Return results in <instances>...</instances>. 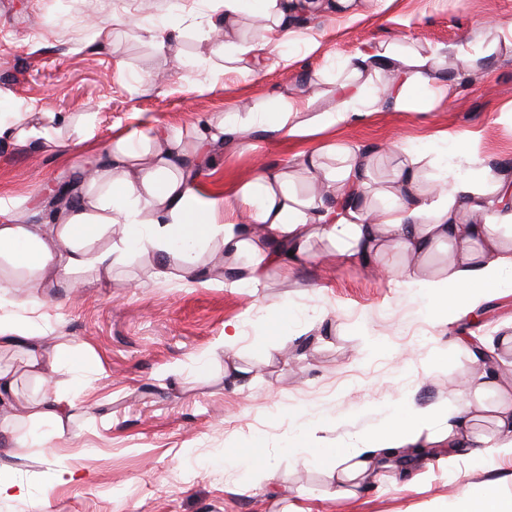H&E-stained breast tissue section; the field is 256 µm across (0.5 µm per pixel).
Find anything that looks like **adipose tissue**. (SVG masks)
I'll return each mask as SVG.
<instances>
[{
    "mask_svg": "<svg viewBox=\"0 0 512 512\" xmlns=\"http://www.w3.org/2000/svg\"><path fill=\"white\" fill-rule=\"evenodd\" d=\"M221 27L234 25L244 13L263 19L255 41L242 44L241 52L263 51L272 38L287 39L288 17L295 0H218ZM393 73L379 96L366 93L360 83L364 71L377 65ZM436 54L423 55L401 43L380 44L359 52L347 62V76L338 84L335 106L314 117L318 129L347 124L372 112L376 101L416 111L430 99L444 95L445 86L431 75L440 66ZM293 102L247 115L225 116L198 133L196 150L207 149L224 137H241L254 125L294 137L305 124ZM56 130L45 113L18 112L0 117V140L53 142ZM182 148L177 139L149 136L133 129L109 152L111 168L93 169L91 191L79 196L45 224L0 223V261L26 276L31 287L58 276L72 287H96V275L110 274L119 258L113 248H97L96 242L114 227H121L126 249L152 254L156 276L171 269L204 276L199 252L208 244L223 246L229 257L248 255V263L236 268L226 286L252 290L266 287L270 268H287L308 256L312 237L319 236L335 248L337 256L356 259L379 270H390L388 253L420 257L434 246H448L450 260L442 276L421 275L405 266L399 274L405 287L429 298L432 314L441 321L458 320L474 311L481 301L501 291L512 279V182L500 180L494 187L499 206L477 223L460 221V211L481 210L480 194L469 169H455L448 189L434 193L422 187L419 157L409 156L393 171L387 188L373 180L372 158L347 149L339 150L333 167L311 162V176H324L336 188V202L317 197L291 196L282 173L260 171L245 186L242 201L248 207L245 220L224 219L226 202L216 193L203 199L178 165ZM361 198L383 195L380 211L349 199L350 187ZM37 302L15 295L11 284L0 282V349L18 346L26 353L25 367L42 384L53 386L51 397L27 403L18 398L13 369L0 366V443L28 447L33 436L26 423L44 428L61 438L78 405L72 396L86 370L75 346L56 343L47 329L33 325ZM435 428L437 442L447 443L457 456L473 457L480 448L512 454V390L480 373L466 381L453 405L398 412L373 430L336 441L308 434L291 438L285 450L294 457H314L324 466L340 470L350 480L362 473L369 456H377L382 469H392L394 449L415 444L423 429Z\"/></svg>",
    "mask_w": 512,
    "mask_h": 512,
    "instance_id": "adipose-tissue-1",
    "label": "adipose tissue"
}]
</instances>
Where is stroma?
Segmentation results:
<instances>
[{"label":"stroma","instance_id":"obj_1","mask_svg":"<svg viewBox=\"0 0 512 512\" xmlns=\"http://www.w3.org/2000/svg\"><path fill=\"white\" fill-rule=\"evenodd\" d=\"M215 8L214 0H0V111L49 112L57 130L44 146L0 144V197L17 222L45 223L52 186L103 163L133 128L178 136L197 187L234 197L238 213L237 193L264 168L280 171L298 197L323 193L306 159L316 153L330 165L340 148L376 155L380 186L405 147L422 156L427 188L464 159L485 174V199L495 180L512 176V47L501 35L512 26V0H355L345 13L320 0L315 12L292 14L291 38L271 44L259 67L248 56H214ZM94 17L110 23L101 48L91 43ZM150 27L170 34L165 50L147 39ZM396 40L441 52L447 95L419 112L382 103L360 122L292 139L258 131L197 163L202 124L284 98L312 118L335 104L350 57ZM461 48L473 62L457 59ZM81 130L89 138L77 155ZM309 249L288 270L271 268L256 293L226 287L209 248L198 258L213 271L208 283L177 270L153 278L154 257L134 251L106 287L49 282L36 296L42 326L103 369L78 393L68 424V463L86 478L60 482L57 459L41 445L0 452V474L48 495L49 512H456L473 491L512 500L511 456L463 460L426 436L425 455L407 472L382 476L373 463L342 484L315 461L282 455L289 435L315 418L339 422L347 437L407 407L452 402L482 370L473 340L498 372H512V350L500 343L512 336V292L440 322L398 276L343 260L318 239ZM283 304L299 326L260 321ZM228 322L241 337L226 350ZM228 358L247 369L245 380L225 378ZM256 439L272 462L260 485L246 463L225 456L227 446Z\"/></svg>","mask_w":512,"mask_h":512}]
</instances>
